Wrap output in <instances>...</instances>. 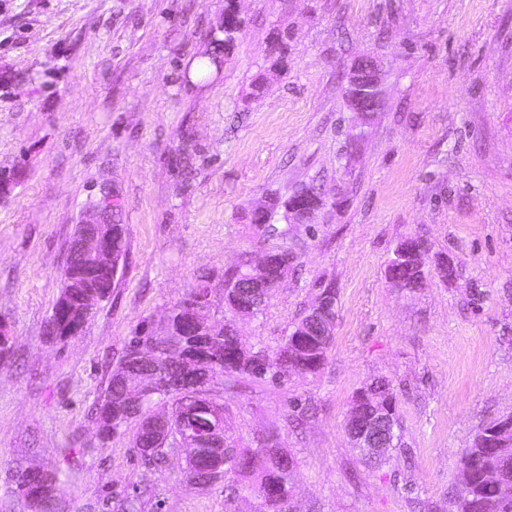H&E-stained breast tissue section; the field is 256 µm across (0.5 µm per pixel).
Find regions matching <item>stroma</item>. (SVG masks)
Segmentation results:
<instances>
[{
	"label": "stroma",
	"instance_id": "stroma-1",
	"mask_svg": "<svg viewBox=\"0 0 512 512\" xmlns=\"http://www.w3.org/2000/svg\"><path fill=\"white\" fill-rule=\"evenodd\" d=\"M224 2L0 0V512L22 510L20 463L57 471L63 512H121L137 488L140 512H259L253 480L191 486L183 453L156 469L129 434L100 443L90 407L198 272L222 323L225 271L273 250L296 260L238 322L243 347L276 350L328 287L334 338L317 374L237 382L224 420L238 450L294 457L292 512H448L464 448L512 414V0H237V38L202 78ZM367 53L386 104L364 125L345 88ZM306 185L325 201L308 223H251ZM105 186L126 240L112 294L76 336L49 338L69 242ZM414 236L425 279L400 288L387 266ZM378 377L401 445L374 465L345 421Z\"/></svg>",
	"mask_w": 512,
	"mask_h": 512
}]
</instances>
